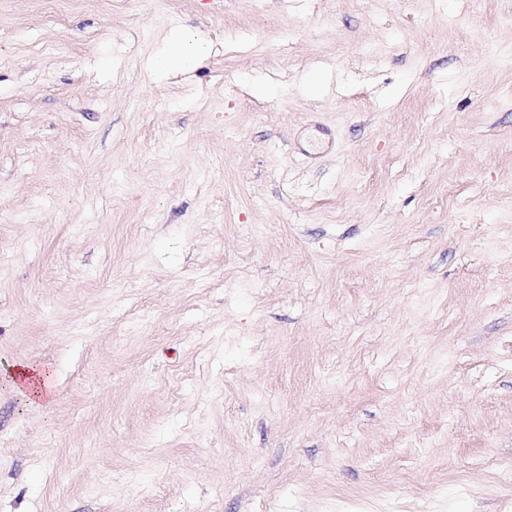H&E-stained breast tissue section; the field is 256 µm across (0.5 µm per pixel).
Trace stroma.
<instances>
[{
  "mask_svg": "<svg viewBox=\"0 0 512 512\" xmlns=\"http://www.w3.org/2000/svg\"><path fill=\"white\" fill-rule=\"evenodd\" d=\"M0 512H512V0H0ZM205 55L204 48L190 35H180L168 51L152 62L155 69L178 75L192 68ZM51 373L46 368L21 365L11 375L13 386L33 403L46 400L52 390Z\"/></svg>",
  "mask_w": 512,
  "mask_h": 512,
  "instance_id": "35a3bbf8",
  "label": "stroma"
}]
</instances>
